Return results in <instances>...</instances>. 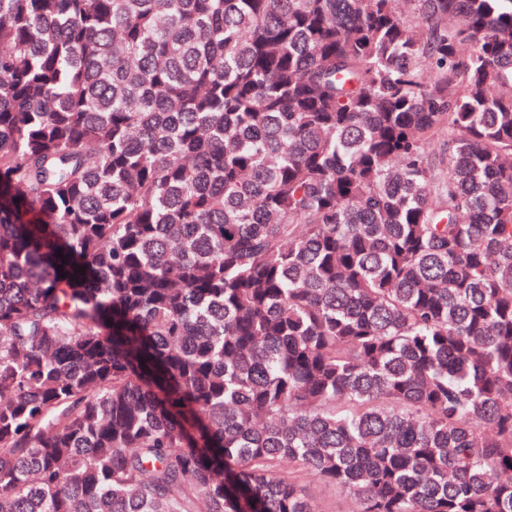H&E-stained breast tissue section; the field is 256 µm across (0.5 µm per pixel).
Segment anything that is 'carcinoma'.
Masks as SVG:
<instances>
[{
    "instance_id": "obj_1",
    "label": "carcinoma",
    "mask_w": 512,
    "mask_h": 512,
    "mask_svg": "<svg viewBox=\"0 0 512 512\" xmlns=\"http://www.w3.org/2000/svg\"><path fill=\"white\" fill-rule=\"evenodd\" d=\"M309 477L512 512V0H0V512Z\"/></svg>"
}]
</instances>
